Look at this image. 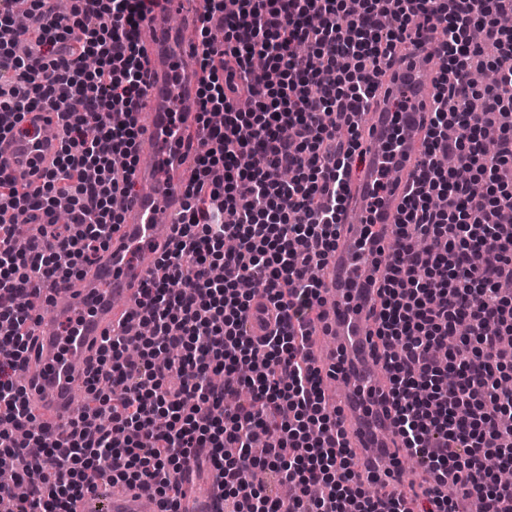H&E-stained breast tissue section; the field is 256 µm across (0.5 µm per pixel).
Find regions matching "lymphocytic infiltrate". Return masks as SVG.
<instances>
[{"label": "lymphocytic infiltrate", "mask_w": 512, "mask_h": 512, "mask_svg": "<svg viewBox=\"0 0 512 512\" xmlns=\"http://www.w3.org/2000/svg\"><path fill=\"white\" fill-rule=\"evenodd\" d=\"M227 1L207 0L195 33L206 148L157 260L163 274L146 279L133 313L155 333L138 338L134 362L124 333L103 339L90 403L51 447L14 381L32 287L63 268L83 275L122 220L112 198L131 193L139 161V32L160 0H71L64 12L25 0L22 26L0 7V135L35 110L62 131L37 188L0 159V418L27 431L22 441L0 433L16 465L0 512H72L105 478L179 512L171 490L198 448L229 512H409L401 496L368 491L307 361L303 323L335 249L355 119L390 49L423 25L441 33V86L377 318L382 346L400 349L385 360L387 398L403 447L435 483L422 512H461L451 486L482 512H512V484L488 466L493 456L512 466V388L500 385L512 368V30L497 21L512 0H363L357 15L344 0H231V11ZM485 66L496 81L474 89L465 78ZM446 154L467 181L440 165ZM61 200L71 224L54 221ZM258 291L280 314L260 340L244 329ZM461 322L470 332L448 343ZM257 466L268 485L243 484L241 471ZM285 482L299 488L288 502Z\"/></svg>", "instance_id": "1"}]
</instances>
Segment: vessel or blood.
I'll return each mask as SVG.
<instances>
[{
	"label": "vessel or blood",
	"instance_id": "1",
	"mask_svg": "<svg viewBox=\"0 0 512 512\" xmlns=\"http://www.w3.org/2000/svg\"><path fill=\"white\" fill-rule=\"evenodd\" d=\"M181 22L171 27L166 12L145 23L146 93L138 115L142 164L133 175L134 189L122 208V222L110 245L88 272L78 278L41 285L39 295L51 313L32 326L31 353L22 364L30 405L52 433L63 431L76 411L95 351L112 329L135 309L140 289L174 236L186 183L198 152L199 62L192 31L199 0H176ZM437 37L432 28L414 30L407 52L387 61L377 83L378 106L369 114L363 145L364 172L345 188L340 234L325 274L323 317L309 326L320 346L313 365L320 378L341 386L325 395L339 414L338 428L356 454L359 471L370 472L379 490L426 494L412 486L399 462L402 446L386 401L388 374L372 325L380 311L378 289L400 238L399 212L424 159V139L433 102ZM405 99L407 109L392 112L389 103ZM398 138L393 175L386 182L376 214H369L385 150ZM60 133L52 113L34 111L0 137V156L17 179L34 180L53 168ZM194 468L185 465L177 480L178 496L188 512H220L221 488L207 495L194 491ZM156 499L139 489L120 488L110 495L85 492L74 512H158Z\"/></svg>",
	"mask_w": 512,
	"mask_h": 512
}]
</instances>
